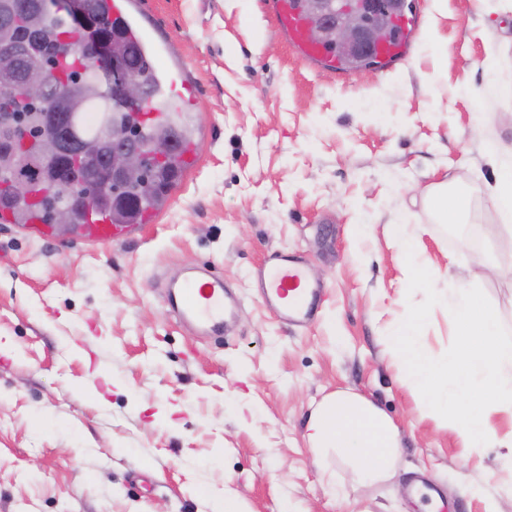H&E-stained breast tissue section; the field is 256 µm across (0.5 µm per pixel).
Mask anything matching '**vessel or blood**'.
<instances>
[{
  "label": "vessel or blood",
  "instance_id": "obj_1",
  "mask_svg": "<svg viewBox=\"0 0 512 512\" xmlns=\"http://www.w3.org/2000/svg\"><path fill=\"white\" fill-rule=\"evenodd\" d=\"M270 6L289 45L303 61L337 67L338 60L330 50L308 41L304 20L293 0H270ZM398 25L400 37L378 50V61L392 64L409 59L420 23L416 16L404 15L399 17ZM148 106L157 115L168 110L179 111L180 102L169 88L159 87ZM136 230V225L113 224L104 217L91 214L82 227V235L89 241L107 244L126 238ZM255 278L265 298L282 319L290 323H306L315 317L322 291L308 281L303 266L288 254L279 253L268 258L256 270ZM168 305L174 315L201 336L222 333L224 322L233 309L232 298L224 287L223 279L202 268L188 269L180 279L170 282Z\"/></svg>",
  "mask_w": 512,
  "mask_h": 512
}]
</instances>
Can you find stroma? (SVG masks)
Instances as JSON below:
<instances>
[{
	"label": "stroma",
	"mask_w": 512,
	"mask_h": 512,
	"mask_svg": "<svg viewBox=\"0 0 512 512\" xmlns=\"http://www.w3.org/2000/svg\"><path fill=\"white\" fill-rule=\"evenodd\" d=\"M134 2L191 83L196 161L131 239L0 223V512H212L228 492L248 512H406L416 480L438 512H512L501 449L439 427L386 344L424 299L386 232L403 221L439 293L480 287L512 331V236L485 158L512 156V0H413L428 23L412 58L344 77L302 62L266 0ZM441 181L460 222L427 205ZM275 253L324 289L305 326L252 285ZM198 264L240 298L208 339L165 303L166 280ZM339 389L398 426L392 480L316 463L305 422Z\"/></svg>",
	"instance_id": "1"
}]
</instances>
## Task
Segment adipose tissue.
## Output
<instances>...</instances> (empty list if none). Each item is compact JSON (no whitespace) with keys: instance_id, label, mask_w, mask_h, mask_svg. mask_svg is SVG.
<instances>
[{"instance_id":"adipose-tissue-1","label":"adipose tissue","mask_w":512,"mask_h":512,"mask_svg":"<svg viewBox=\"0 0 512 512\" xmlns=\"http://www.w3.org/2000/svg\"><path fill=\"white\" fill-rule=\"evenodd\" d=\"M489 159L496 171L492 194L503 229L512 234V162L494 149ZM306 430L316 459L326 465L344 461L360 484L385 481L395 468L399 430L378 406L358 394L338 391L326 396L311 412Z\"/></svg>"}]
</instances>
